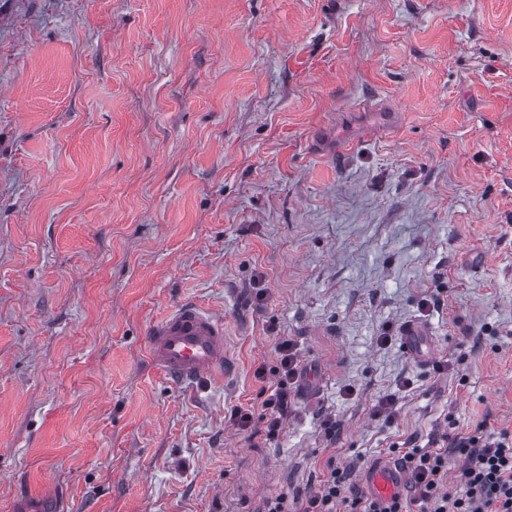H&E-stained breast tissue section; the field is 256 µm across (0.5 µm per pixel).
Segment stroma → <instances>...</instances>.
Returning a JSON list of instances; mask_svg holds the SVG:
<instances>
[{
    "instance_id": "1",
    "label": "stroma",
    "mask_w": 512,
    "mask_h": 512,
    "mask_svg": "<svg viewBox=\"0 0 512 512\" xmlns=\"http://www.w3.org/2000/svg\"><path fill=\"white\" fill-rule=\"evenodd\" d=\"M186 301L194 388L147 355ZM281 338L270 440L230 414ZM452 422L512 431V0H0V512L364 493ZM150 362L178 384H201L224 373V320L182 303L150 332ZM296 345L291 339L280 340L276 345L279 354V365L271 370L275 377V386L271 394L265 398L262 410L255 418V413L249 409L236 408L230 418L241 430H248L254 424V419L264 423L267 439L278 437L283 429V422L288 417L294 405V392L302 369L296 357Z\"/></svg>"
}]
</instances>
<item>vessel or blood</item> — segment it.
<instances>
[{"mask_svg":"<svg viewBox=\"0 0 512 512\" xmlns=\"http://www.w3.org/2000/svg\"><path fill=\"white\" fill-rule=\"evenodd\" d=\"M150 362L178 384H201L223 373L224 321L195 303L176 307L150 332ZM406 481L398 468L375 470L369 490L372 496L391 498Z\"/></svg>","mask_w":512,"mask_h":512,"instance_id":"vessel-or-blood-1","label":"vessel or blood"}]
</instances>
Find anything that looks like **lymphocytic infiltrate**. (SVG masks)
Masks as SVG:
<instances>
[{
  "label": "lymphocytic infiltrate",
  "mask_w": 512,
  "mask_h": 512,
  "mask_svg": "<svg viewBox=\"0 0 512 512\" xmlns=\"http://www.w3.org/2000/svg\"><path fill=\"white\" fill-rule=\"evenodd\" d=\"M279 364L273 370L258 368V378L273 374L275 386L262 403L261 412L235 409L231 418L243 430L254 422L264 425L267 438L278 437L294 404L302 374L293 340L276 345ZM459 457L461 487H448V460ZM400 462L408 472L405 491L386 502L366 498L349 484L348 469L328 464L318 487L266 500L263 512H512V432L494 431L486 424L475 430L445 432L433 445L422 448L408 442Z\"/></svg>",
  "instance_id": "obj_1"
}]
</instances>
